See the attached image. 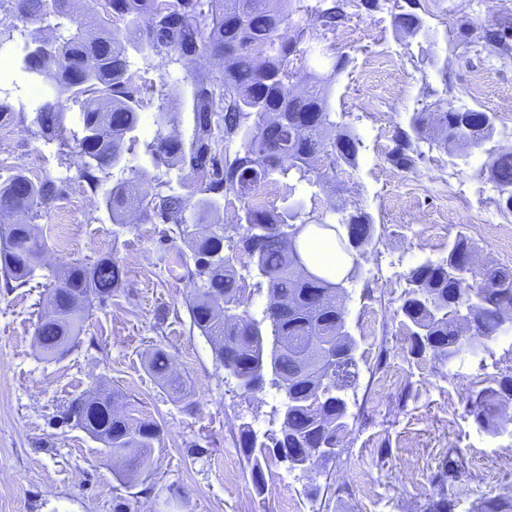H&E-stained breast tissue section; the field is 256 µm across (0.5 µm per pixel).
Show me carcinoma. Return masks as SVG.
<instances>
[{"label": "carcinoma", "mask_w": 512, "mask_h": 512, "mask_svg": "<svg viewBox=\"0 0 512 512\" xmlns=\"http://www.w3.org/2000/svg\"><path fill=\"white\" fill-rule=\"evenodd\" d=\"M75 0H11L9 18H0V36L16 29L13 19L53 16L52 39L30 36L19 44L15 63L31 83L49 78L55 96L35 109L37 134L47 141L67 132L66 103L78 104L82 125L73 133L79 177L96 187L101 175L125 169L126 153L138 142L134 132L144 99L131 83L130 53L163 58L176 51L191 60L219 59L216 74L192 81L193 136L184 142L165 132L167 113L156 116L155 136L143 142L142 156L153 167L186 173L188 193L162 190L142 179L141 169L128 168V177L112 185L105 206L112 223L138 211L150 223L173 224L183 240L192 243L191 255L178 253L176 264L193 285L189 314L193 327L213 344L216 363L255 384L261 392L271 386L284 395L279 431L258 435L248 423L239 427V445L250 463L253 488L265 492L264 466L285 462L291 470L304 462L301 451L325 448L309 467L336 456L347 432V391L359 378L357 342L346 319V284L355 270L333 281L312 272L301 253L299 235L309 224L335 233L336 244L358 264V256L373 244L375 228L362 211L339 214L337 222L314 217L296 190L319 186L342 166L358 163L362 141L337 119L330 105L336 75L348 59L329 54L322 46L328 35L346 23V0H102L100 29L89 33L73 15ZM313 14L319 29L312 31L304 17ZM75 32L61 34L67 23ZM123 26H118V23ZM295 29L285 37L281 29ZM511 31L486 34L483 49L505 60L512 56ZM48 43L52 51L40 53ZM22 99L0 98V125L24 121ZM497 115L482 110L448 109L415 112L408 128H396L391 161L409 169L424 156L421 141L459 150L480 148L495 133ZM239 142L230 152L229 146ZM480 175L493 183L496 208L512 214V148L489 152ZM282 179L291 181L283 206L267 209L252 203L259 190ZM62 188L49 177L34 182L15 175L0 188V214L33 216L58 198ZM241 211L244 232L224 245L225 236L203 230L204 217L225 206ZM192 207L198 220L190 224L185 211ZM0 272L6 280L26 285L40 264L44 247L34 225L10 224L0 236ZM477 248L459 236L438 261L426 259L413 269L400 297L396 316L410 342L409 354H431L440 363L475 352L477 341L512 333V268L487 261L473 272L453 278L456 269ZM48 294L52 312L35 331L40 352L59 359L78 343L86 305L107 302L120 285L121 268L110 257L87 266L71 263L52 273ZM266 290L260 313L242 309L248 281ZM288 339V347L271 352L274 342ZM354 367L344 380L336 379V365ZM150 370L166 386L182 391L170 372L168 355L155 351ZM114 394L100 390L89 401L74 399L65 419L75 421L102 443L105 455L119 466L124 484L136 485L150 467L152 450L160 440L158 425L149 420L113 414ZM512 401V373L489 381L470 399L480 427H503V406ZM472 512H512V495L481 503Z\"/></svg>", "instance_id": "cac0c4a2"}]
</instances>
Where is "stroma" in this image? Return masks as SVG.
<instances>
[{"mask_svg": "<svg viewBox=\"0 0 512 512\" xmlns=\"http://www.w3.org/2000/svg\"><path fill=\"white\" fill-rule=\"evenodd\" d=\"M415 12L430 32L413 38L393 25L394 6ZM512 24V8L497 0H386L374 11L353 9L345 23L353 41L329 37L349 62L330 98L334 112L362 140L358 165L342 167L318 188L314 214L337 220L344 207L368 213L375 244L361 257L345 300L348 327L357 341L360 377L348 393V431L336 456L307 474L275 462L256 494L238 445L241 423L260 433L279 429L283 397L273 388L251 396L214 359L207 337L193 328L187 308L191 286L167 257L186 250L171 224L144 222L130 213L113 223L103 206L104 180L93 189L77 175L72 140L35 135L34 111L0 126V186L17 174L61 181L63 193L41 208L35 223L45 242L28 284L6 287L0 278V512H112L126 499L136 512H427L447 493L455 512L512 494V425L492 433L469 411V397L512 369V334L489 341L479 355L450 362L413 359L395 317L407 276L424 259H442L458 235L479 248L480 259L512 267L504 240L476 232L449 208L460 193L484 223L512 228L493 184L479 170L491 148L512 144V60L486 56L488 29ZM200 56L166 62L133 56L131 70L147 105L136 135L153 137L158 111L170 129L190 140L192 76L217 71ZM498 113L488 147L427 150L415 168L393 165L395 128L412 113L436 108ZM112 257L122 283L112 299L93 305L78 345L59 360L44 359L35 329L47 313L52 269ZM163 350L187 384L177 398L150 373L148 356ZM106 386L119 395L122 414L156 422L150 473L123 484L103 446L63 414L78 396ZM452 464L446 481L438 476Z\"/></svg>", "mask_w": 512, "mask_h": 512, "instance_id": "35a3bbf8", "label": "stroma"}]
</instances>
